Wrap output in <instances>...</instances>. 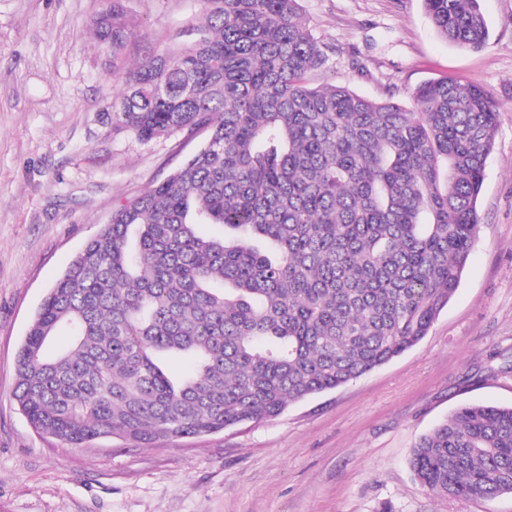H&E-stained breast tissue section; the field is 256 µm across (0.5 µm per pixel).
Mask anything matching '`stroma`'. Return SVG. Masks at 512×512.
Wrapping results in <instances>:
<instances>
[{
	"instance_id": "1",
	"label": "stroma",
	"mask_w": 512,
	"mask_h": 512,
	"mask_svg": "<svg viewBox=\"0 0 512 512\" xmlns=\"http://www.w3.org/2000/svg\"><path fill=\"white\" fill-rule=\"evenodd\" d=\"M125 54L186 40L195 0H123ZM325 63L312 85L410 105L444 77L498 112L460 286L416 346L278 417L138 446L75 448L36 433L13 398L18 349L43 298L114 209L202 143L149 142L113 122L112 52L93 22L107 0H0V512H512V495H427L418 439L460 404L512 406V0H480L479 51L436 34L423 0H301Z\"/></svg>"
}]
</instances>
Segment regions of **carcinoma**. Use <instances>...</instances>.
Instances as JSON below:
<instances>
[{
  "mask_svg": "<svg viewBox=\"0 0 512 512\" xmlns=\"http://www.w3.org/2000/svg\"><path fill=\"white\" fill-rule=\"evenodd\" d=\"M197 2L199 37L113 70L111 110L142 141L206 139L112 211L18 351L19 409L70 446L211 434L357 380L428 334L478 233L486 90L430 80L405 107L312 87L325 56L299 0ZM423 2L441 37L485 47L479 0ZM132 27L110 0L95 37L117 58ZM410 466L434 496L512 494V407H459Z\"/></svg>",
  "mask_w": 512,
  "mask_h": 512,
  "instance_id": "1",
  "label": "carcinoma"
}]
</instances>
